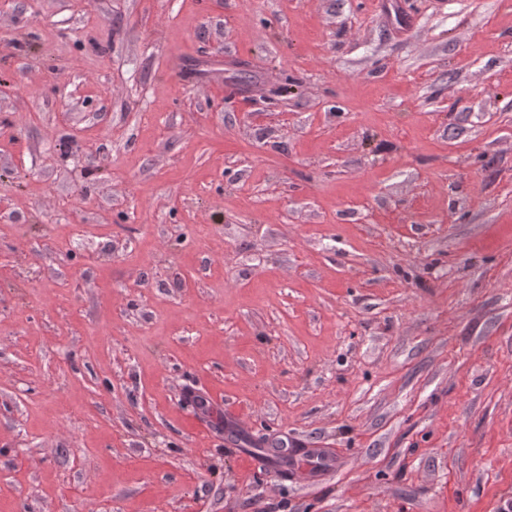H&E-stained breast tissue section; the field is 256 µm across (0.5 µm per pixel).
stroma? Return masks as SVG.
I'll return each instance as SVG.
<instances>
[{"label":"stroma","mask_w":512,"mask_h":512,"mask_svg":"<svg viewBox=\"0 0 512 512\" xmlns=\"http://www.w3.org/2000/svg\"><path fill=\"white\" fill-rule=\"evenodd\" d=\"M381 2L0 0V512L512 507V0ZM290 455V471L308 470L323 475L337 468L338 460L328 448H297Z\"/></svg>","instance_id":"1"}]
</instances>
